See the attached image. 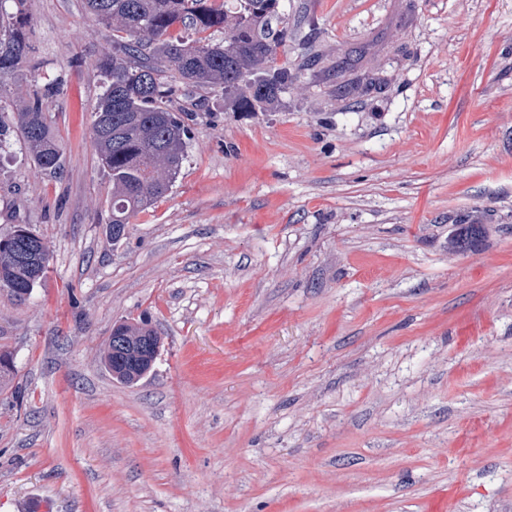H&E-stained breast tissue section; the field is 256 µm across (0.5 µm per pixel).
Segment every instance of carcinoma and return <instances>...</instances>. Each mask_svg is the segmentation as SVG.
Masks as SVG:
<instances>
[{"label":"carcinoma","mask_w":512,"mask_h":512,"mask_svg":"<svg viewBox=\"0 0 512 512\" xmlns=\"http://www.w3.org/2000/svg\"><path fill=\"white\" fill-rule=\"evenodd\" d=\"M90 12L114 32L112 56L98 60L108 78L94 106L93 143L100 164L112 182V243H118L132 216L154 205L172 188L188 147V130L170 111L168 102L180 90L208 87L224 94L234 112H256L277 103L297 76L277 64L279 49L288 41V22L280 0H85ZM181 27L199 35L175 38ZM25 0H0L1 78L27 63ZM224 31L214 42L204 33ZM60 82L47 79L18 108L17 131L34 163L43 171L61 170L62 152L48 120V107ZM485 234L482 224H459L448 236V249L477 248ZM47 252L42 241L17 232L0 233V290L26 301L47 272L26 260L33 249ZM112 335L141 340L158 354L161 338L148 324L121 322ZM102 362L115 380L138 384L152 364L119 363L114 342L104 346Z\"/></svg>","instance_id":"obj_1"}]
</instances>
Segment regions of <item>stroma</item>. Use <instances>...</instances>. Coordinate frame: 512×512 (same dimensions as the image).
<instances>
[{
	"label": "stroma",
	"mask_w": 512,
	"mask_h": 512,
	"mask_svg": "<svg viewBox=\"0 0 512 512\" xmlns=\"http://www.w3.org/2000/svg\"><path fill=\"white\" fill-rule=\"evenodd\" d=\"M280 4L295 89L175 97L178 178L116 244L91 130L112 31L27 0L0 231L49 264L0 291V512H512V0ZM48 75L55 174L12 129ZM457 224L483 248L450 253ZM142 320L162 347L127 386L102 351Z\"/></svg>",
	"instance_id": "1"
}]
</instances>
